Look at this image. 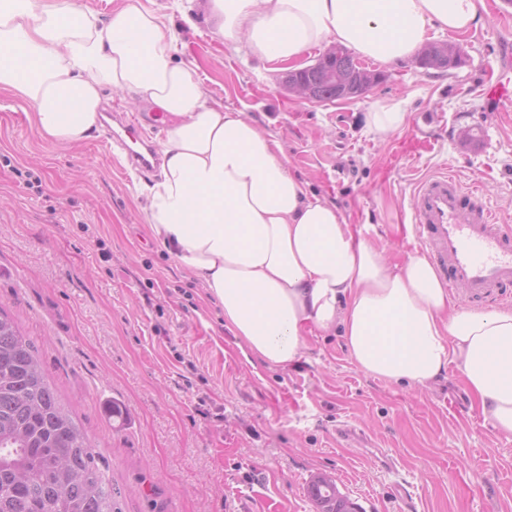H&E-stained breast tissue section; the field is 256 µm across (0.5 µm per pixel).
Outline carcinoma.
<instances>
[{
	"label": "carcinoma",
	"instance_id": "1",
	"mask_svg": "<svg viewBox=\"0 0 512 512\" xmlns=\"http://www.w3.org/2000/svg\"><path fill=\"white\" fill-rule=\"evenodd\" d=\"M360 67L349 54L336 60V77L310 68L298 81L325 100L359 86ZM100 455L59 400L34 342L0 310V512H116ZM318 512H356L334 479L314 476Z\"/></svg>",
	"mask_w": 512,
	"mask_h": 512
}]
</instances>
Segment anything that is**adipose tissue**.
Here are the masks:
<instances>
[{"instance_id":"ef3b65f1","label":"adipose tissue","mask_w":512,"mask_h":512,"mask_svg":"<svg viewBox=\"0 0 512 512\" xmlns=\"http://www.w3.org/2000/svg\"><path fill=\"white\" fill-rule=\"evenodd\" d=\"M122 0L97 21L79 0H0V90L29 106L41 139L78 144L105 90L162 113L164 163L142 208L153 237L205 285L258 360L288 367L307 337L341 331L366 374L423 387L455 369L483 416L512 436V309L461 310L425 252L389 267L309 191L271 134L209 100L178 61L171 15ZM217 35L272 65L339 44L411 60L429 30L479 28L486 0H206Z\"/></svg>"}]
</instances>
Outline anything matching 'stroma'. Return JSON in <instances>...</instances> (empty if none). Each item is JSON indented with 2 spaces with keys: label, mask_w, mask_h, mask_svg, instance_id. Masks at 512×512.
<instances>
[{
  "label": "stroma",
  "mask_w": 512,
  "mask_h": 512,
  "mask_svg": "<svg viewBox=\"0 0 512 512\" xmlns=\"http://www.w3.org/2000/svg\"><path fill=\"white\" fill-rule=\"evenodd\" d=\"M486 3L483 27L427 34L459 46L463 66L364 58L384 80L332 102L287 91L204 17L176 28L207 96L272 133L308 189L399 262L419 246L413 192L433 173L482 186L512 225V108L482 90L486 60L512 59V0ZM378 101L405 114L385 139L366 125ZM104 139L44 142L31 109L0 92V308L104 458L119 512H317L320 472L363 512H512V438L456 372L391 383L362 372L337 334L308 337L285 369L244 355L222 309L147 231L136 188L156 173L126 170ZM417 139L430 150L413 153Z\"/></svg>",
  "instance_id": "stroma-1"
}]
</instances>
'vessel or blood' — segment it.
Segmentation results:
<instances>
[{
    "instance_id": "b4317fda",
    "label": "vessel or blood",
    "mask_w": 512,
    "mask_h": 512,
    "mask_svg": "<svg viewBox=\"0 0 512 512\" xmlns=\"http://www.w3.org/2000/svg\"><path fill=\"white\" fill-rule=\"evenodd\" d=\"M495 78L485 94L497 104L512 103V71L496 59L486 62ZM116 128L105 137L125 149L138 172L153 171L158 162L155 145L135 120L117 117ZM412 221L419 243L449 287H465L469 297L497 300L512 286V229L499 224L476 187L461 186L454 176L438 173L424 178L414 193Z\"/></svg>"
}]
</instances>
